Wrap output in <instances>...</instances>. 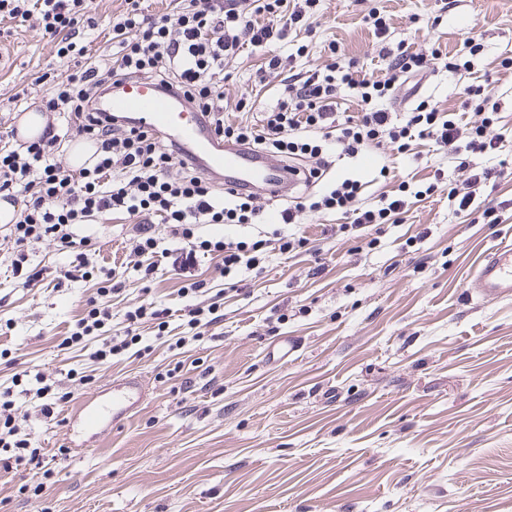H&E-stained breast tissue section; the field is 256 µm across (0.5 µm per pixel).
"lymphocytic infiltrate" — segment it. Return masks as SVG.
Returning a JSON list of instances; mask_svg holds the SVG:
<instances>
[{"label":"lymphocytic infiltrate","mask_w":512,"mask_h":512,"mask_svg":"<svg viewBox=\"0 0 512 512\" xmlns=\"http://www.w3.org/2000/svg\"><path fill=\"white\" fill-rule=\"evenodd\" d=\"M124 2L125 9L112 22L109 47L94 54L86 38L97 29L98 20L86 0H0V20L21 26L36 19L39 33L52 39L64 66L44 102L46 111L58 113L59 123H47L36 141L0 146V199L13 201L18 212L0 242L9 245L13 271L25 281L41 276L40 269L29 266L26 247L50 238L71 256L61 271L64 279H86L99 272L106 282H114L115 269H95L90 261L95 246L76 229L91 217L117 211L132 224L140 253L157 248L155 224L160 221L170 228V252L181 268L195 266L199 256L213 255L222 260L221 274L232 280L261 270L268 253L285 255L304 247L306 236L287 230L304 212L341 213L350 223L338 225V232L350 230L365 240L381 225L402 222L413 200L435 190L431 184L414 189L403 181L377 203L364 204L362 180L330 178L334 159L326 155L328 145H335V159H342L373 146L387 144L402 154L412 144H423L452 154L462 168H469L471 155L500 147L501 137L494 132L498 105L490 86L472 85L467 90L481 116L474 125L440 112L431 99L402 118L383 107V100L409 75L427 68L430 58L393 41L391 26L378 9H370L364 17L377 46V71L367 72L358 60L332 53L323 72L302 81H284L280 98L258 122L231 124L224 115L225 68L244 46L263 48L287 39L289 32L309 30L320 0H177L175 9L162 15L145 13L140 0ZM260 14L267 16V23L257 22ZM128 80H147L164 93L184 97L225 139L251 145L283 162L314 159V167L297 179L322 182L320 194L282 209V226L272 232L242 238L202 234L205 224L263 223L265 208L255 193L225 191L223 182L192 165L177 164L157 134L98 112L97 100ZM346 95L356 100L359 115L339 117V102ZM71 128L81 130L95 146L92 164L76 171L63 169L54 160L65 142V130ZM174 166L180 168V177H170ZM488 178V171L471 170L462 187L451 191L456 213L478 210L488 223H498L494 207L482 199ZM168 314L165 308L133 306L116 328L110 306L91 299L69 325L61 344L78 350L86 337L100 338L92 357L110 364L142 343L143 323L152 321L165 329ZM13 383L32 386L43 417L53 419L64 397L52 377L24 367L14 372ZM14 411L10 393H0V473L34 467L41 470L44 483L51 482L62 452H44L36 435L16 424Z\"/></svg>","instance_id":"1"}]
</instances>
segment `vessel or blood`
I'll return each mask as SVG.
<instances>
[{"label": "vessel or blood", "mask_w": 512, "mask_h": 512, "mask_svg": "<svg viewBox=\"0 0 512 512\" xmlns=\"http://www.w3.org/2000/svg\"><path fill=\"white\" fill-rule=\"evenodd\" d=\"M98 108L134 115L138 127L163 135L178 158L191 160L205 173L223 180L225 188H259L274 196L284 187L288 173L282 166L271 163L263 152L225 144L187 100L165 94L154 84L124 83L121 92L102 99ZM470 286L487 301L512 298V239L501 241L478 259ZM142 399L140 383L123 379L113 382L101 398L84 401L69 425L72 447L87 446L112 430Z\"/></svg>", "instance_id": "obj_1"}]
</instances>
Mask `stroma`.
<instances>
[{
	"instance_id": "stroma-1",
	"label": "stroma",
	"mask_w": 512,
	"mask_h": 512,
	"mask_svg": "<svg viewBox=\"0 0 512 512\" xmlns=\"http://www.w3.org/2000/svg\"><path fill=\"white\" fill-rule=\"evenodd\" d=\"M390 18L393 38L410 51L433 49L432 74L419 96L458 112L466 88L491 80L512 87V0H322L312 33H299L282 54L295 70H323L326 47L336 43L352 57L373 55L363 23L371 8ZM473 37L484 46L466 77L444 64ZM268 50L248 48L229 68L226 113L240 98L255 119L276 102L281 78H259ZM54 43L31 26L0 21V137L16 112L42 98L43 74L59 73ZM494 168L487 201L497 224L455 213L448 199L462 173L448 154L421 146L416 156L387 158L370 149L337 161L335 175L354 173L372 203L388 188L378 180L384 161L398 179L419 181L442 171L438 190L411 205L403 223L385 225L374 247L334 237V212L304 213L309 250L270 256L240 291H226L217 260L199 258L193 273L211 293H223L224 318L211 333L190 337L177 311L183 273L162 260L143 278L135 264L132 226L122 214L86 224L100 256L120 267L122 288L110 297L112 313L151 303L175 309L171 348L152 325L142 334L149 355L121 356L101 365L86 350L63 349L61 338L102 277L61 279L67 263L49 241L29 244L40 279L22 283L0 250V392L11 387L10 358L61 381L73 399L54 422L38 414L36 398L16 395L19 423L36 431L48 452L68 445V421L78 402L96 397L113 381L134 378L145 398L131 417L96 439L82 456L67 457L55 484L38 497L19 493L36 485L39 470L0 476V512H512V299L470 295L477 254L512 238V98L499 104ZM296 337L299 351L278 361L269 346ZM210 368L203 387L181 404L164 375L175 363Z\"/></svg>"
}]
</instances>
